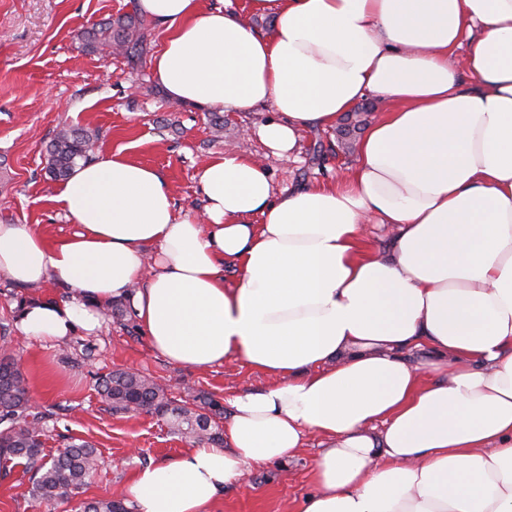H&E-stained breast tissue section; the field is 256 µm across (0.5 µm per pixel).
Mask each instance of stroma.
I'll return each mask as SVG.
<instances>
[{
	"instance_id": "35a3bbf8",
	"label": "stroma",
	"mask_w": 512,
	"mask_h": 512,
	"mask_svg": "<svg viewBox=\"0 0 512 512\" xmlns=\"http://www.w3.org/2000/svg\"><path fill=\"white\" fill-rule=\"evenodd\" d=\"M131 10V0H0V224H38L53 236L70 232L54 200L59 184L45 171L46 145L65 125L98 131L100 152L120 151L163 171L177 209L188 213L203 210L198 172L227 150L262 163L280 190L343 176L354 164L355 152L338 146L335 130L309 129L298 157L279 158L249 132L268 107L225 112L224 128L217 133L208 110L166 98L150 65L134 68L120 55L80 51L84 29ZM66 297V290L52 283L29 291L0 277V325L11 329V348L35 406L59 409L45 454H55L62 437L70 436L94 444L101 467L83 492L41 504L30 495L29 473L15 467L0 476V512H83L89 500L123 498L129 476L139 467L174 459L189 448L188 440L170 434L154 415L110 413L95 390L96 374L124 369L152 378L175 398L205 392L223 403L267 382L242 362L206 371L176 365L152 350L141 329L111 314L100 335L79 332L52 347L29 342L16 331L23 303ZM315 454L307 448L289 464L249 468L225 488L221 512H298L314 490Z\"/></svg>"
}]
</instances>
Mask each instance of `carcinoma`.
<instances>
[{
	"instance_id": "1",
	"label": "carcinoma",
	"mask_w": 512,
	"mask_h": 512,
	"mask_svg": "<svg viewBox=\"0 0 512 512\" xmlns=\"http://www.w3.org/2000/svg\"><path fill=\"white\" fill-rule=\"evenodd\" d=\"M147 20L137 12L108 18L81 36L83 48L105 54L115 50L136 66L147 55L144 30ZM99 135L67 126L61 128L46 148V173L54 181H65L80 161L92 158ZM9 329L0 326V468L18 464L32 471L31 494L37 502H51L76 494L89 483L98 468L97 449L87 441H69L57 456H43L50 409L35 410L26 377L9 351ZM102 402L115 415L137 412L165 420L173 433L196 444L224 446V433L214 418L224 414L213 398L198 393L193 405L177 403L168 390L135 372L113 370L96 379ZM84 512H129L121 499L102 498L84 506Z\"/></svg>"
}]
</instances>
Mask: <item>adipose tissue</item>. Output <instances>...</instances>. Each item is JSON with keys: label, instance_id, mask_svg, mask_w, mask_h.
I'll return each instance as SVG.
<instances>
[{"label": "adipose tissue", "instance_id": "obj_1", "mask_svg": "<svg viewBox=\"0 0 512 512\" xmlns=\"http://www.w3.org/2000/svg\"><path fill=\"white\" fill-rule=\"evenodd\" d=\"M253 6L275 14L270 32L200 0H135L164 34L151 69L167 98L271 105L256 133L283 156L376 95L355 166L280 192L227 152L199 173L197 217L157 169L119 152L79 163L56 196L76 231L0 224V276L71 292L24 305L20 335L99 334L121 300L170 362L267 376L231 398L223 447L132 474L133 512H216L245 468L314 436L301 512H512V0ZM374 221L386 252L363 246ZM421 347L430 359L409 363Z\"/></svg>", "mask_w": 512, "mask_h": 512}]
</instances>
